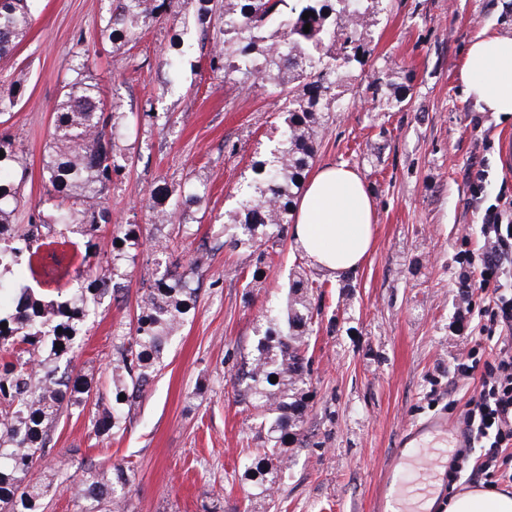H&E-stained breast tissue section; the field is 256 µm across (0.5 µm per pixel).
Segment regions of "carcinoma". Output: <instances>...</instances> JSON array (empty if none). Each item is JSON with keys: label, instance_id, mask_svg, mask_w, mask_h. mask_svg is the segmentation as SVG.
I'll use <instances>...</instances> for the list:
<instances>
[{"label": "carcinoma", "instance_id": "1", "mask_svg": "<svg viewBox=\"0 0 512 512\" xmlns=\"http://www.w3.org/2000/svg\"><path fill=\"white\" fill-rule=\"evenodd\" d=\"M38 0H0V60L11 56L36 19ZM180 0H111L101 36L114 45L136 40L140 30L176 18ZM202 41L213 45L211 71L239 73L244 81H273L288 88L285 118L273 147L251 165L241 200L228 213L224 247L253 256L248 288L263 287L271 267L266 243L292 223L293 203L313 165L314 143L323 112L338 101L346 69L364 65L368 54L365 18L382 0H195ZM308 18H303L304 13ZM310 25L309 32L304 26ZM339 46V53L328 49ZM62 99L53 108L44 190L30 206L28 223H17L28 167L20 150L0 137V238L22 239L20 248H0V270L12 275L0 282V512H45L53 479L32 477L50 450L52 432L64 413L86 406L88 383L73 374L74 346L85 319L106 296L118 299L114 283L120 265L136 259L142 245L139 224H117L112 252L96 243L103 224L112 223L104 192L122 171L114 153L112 116L103 112L89 56L75 55L68 67ZM205 183L191 182L180 199L157 213L173 225L181 210L202 202ZM71 233L84 243L87 270L77 278L75 294L57 291L48 300L22 282L36 276L35 252L48 233ZM122 246H117V242ZM322 284L303 267L293 272L286 307L257 324V342L243 364V397L257 410L265 447L251 468L255 494L268 496L282 480L287 464L281 449L299 436L307 403L311 360L307 356L313 328L314 292ZM197 289L165 271L143 290L128 328L112 336L110 359L112 409L91 418L96 436L121 437L133 407L145 396L161 370L172 339L195 311ZM278 381L270 382L271 376ZM125 395L119 400V395ZM132 480L120 464L82 465L77 482L67 486L79 512H127Z\"/></svg>", "mask_w": 512, "mask_h": 512}]
</instances>
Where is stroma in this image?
<instances>
[{"label":"stroma","mask_w":512,"mask_h":512,"mask_svg":"<svg viewBox=\"0 0 512 512\" xmlns=\"http://www.w3.org/2000/svg\"><path fill=\"white\" fill-rule=\"evenodd\" d=\"M108 8L109 0H39L29 34L0 61V97L20 98L0 134L26 158L30 205L42 193L43 153L67 68L76 52H89L104 106L132 116L118 141L132 159L112 180V221L101 226L98 248L110 250L118 224L141 225L149 239L123 272V297L103 299L86 321L74 372L91 395L83 412L55 428L37 474L73 481L82 461L121 463L132 476L129 512H376L403 428L441 412L458 422L479 387L475 378L452 379L455 359L469 348L455 326L456 255L482 242L468 171L488 173L484 204L512 195V117L466 99L459 70L481 31L512 36V0H384L369 17L370 53L352 67L325 119L314 163L360 174L374 198L375 244L357 269L319 276L302 439L283 448L287 474L265 498L251 494L247 465L263 439L235 377L253 350L257 319L284 303L289 275L310 261L285 238L265 287L249 291L250 257L220 243L238 183L282 120L283 97L278 86L210 70L194 0H183L176 21L151 24L138 43L118 49L100 36ZM176 34L193 49L173 71ZM195 180L206 183L205 198L183 214L177 245L155 250L153 238L168 235L156 232L146 202L160 188L174 201ZM203 241L212 249L196 267ZM80 261L77 247L59 238L41 250L55 289L74 287ZM166 270L198 288L195 315L127 433L96 437L92 415L112 407L113 333Z\"/></svg>","instance_id":"obj_1"}]
</instances>
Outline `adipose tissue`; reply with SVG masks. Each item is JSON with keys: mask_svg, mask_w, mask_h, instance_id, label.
<instances>
[{"mask_svg": "<svg viewBox=\"0 0 512 512\" xmlns=\"http://www.w3.org/2000/svg\"><path fill=\"white\" fill-rule=\"evenodd\" d=\"M459 78L481 111L512 115V37L479 33L467 47ZM293 214L296 246L330 274L357 268L374 245L372 196L348 167L316 168ZM448 512H512V495L482 488L458 491L448 500Z\"/></svg>", "mask_w": 512, "mask_h": 512, "instance_id": "ef3b65f1", "label": "adipose tissue"}]
</instances>
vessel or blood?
I'll return each instance as SVG.
<instances>
[{"label": "vessel or blood", "mask_w": 512, "mask_h": 512, "mask_svg": "<svg viewBox=\"0 0 512 512\" xmlns=\"http://www.w3.org/2000/svg\"><path fill=\"white\" fill-rule=\"evenodd\" d=\"M447 442V415L441 414L406 428L397 456L389 467L382 493L383 512H423L422 501L446 496L440 476L433 471L421 475L414 464L424 457L434 464L445 460Z\"/></svg>", "instance_id": "b4317fda"}]
</instances>
